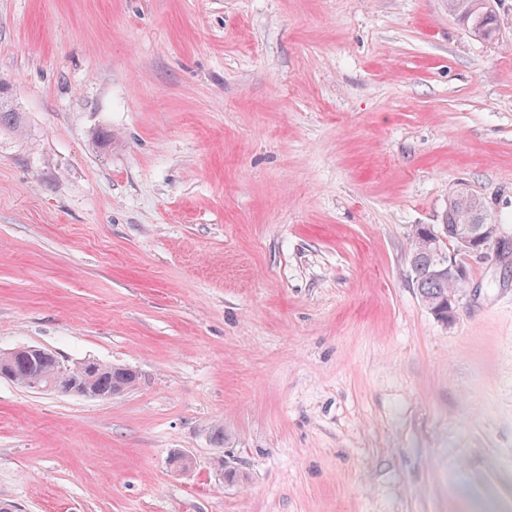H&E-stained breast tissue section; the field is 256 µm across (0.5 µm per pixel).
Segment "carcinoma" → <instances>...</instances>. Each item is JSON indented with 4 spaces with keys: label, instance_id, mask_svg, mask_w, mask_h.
<instances>
[{
    "label": "carcinoma",
    "instance_id": "obj_1",
    "mask_svg": "<svg viewBox=\"0 0 512 512\" xmlns=\"http://www.w3.org/2000/svg\"><path fill=\"white\" fill-rule=\"evenodd\" d=\"M477 0H448V13L456 16L469 31L480 38L489 39L496 35L498 29L497 15L480 16L475 10ZM22 122L20 112L13 105L12 98L0 87V131L15 130ZM492 211L490 203L482 199L475 201L461 199L457 201L446 215L448 240H453L452 229L457 224H480ZM426 227L418 226L413 232L409 253V264L413 273L417 292L423 306L434 312L440 320H448V294L454 292L459 282H450L433 274L436 257L428 254L419 246V239ZM28 356L20 354L12 361L16 374L15 382L27 387L35 379L42 384L54 383L67 390L71 385H83L101 396H108L112 390H128L137 384V373L129 368L105 365L86 361L71 368L62 365L56 356L44 358L38 371L34 372L27 365Z\"/></svg>",
    "mask_w": 512,
    "mask_h": 512
}]
</instances>
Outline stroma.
<instances>
[{
    "label": "stroma",
    "mask_w": 512,
    "mask_h": 512,
    "mask_svg": "<svg viewBox=\"0 0 512 512\" xmlns=\"http://www.w3.org/2000/svg\"><path fill=\"white\" fill-rule=\"evenodd\" d=\"M499 11L483 40L448 0H0L25 124L0 132V351L139 376L0 379V500L512 512V253L461 255L445 322L408 263L462 190L512 241ZM26 354L17 355L11 365L16 374V382L21 387H29L30 381L39 379L42 385L55 383L62 390H67L71 385H83L95 391L101 396H108L112 389V397L120 395L124 390L131 389L137 384L138 376L135 371L126 367L105 365L99 362L86 361L71 368L62 365L56 356L44 358L36 374L27 365Z\"/></svg>",
    "instance_id": "35a3bbf8"
}]
</instances>
